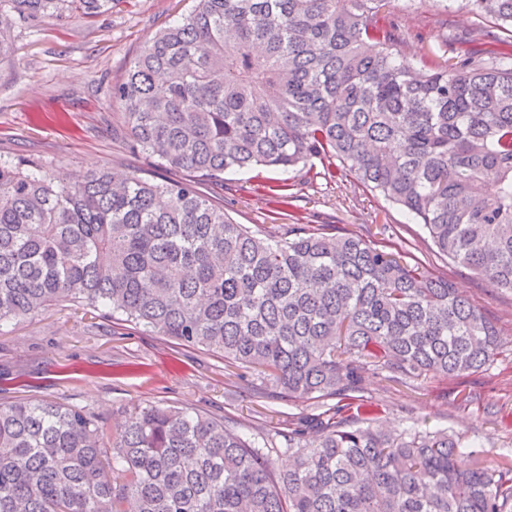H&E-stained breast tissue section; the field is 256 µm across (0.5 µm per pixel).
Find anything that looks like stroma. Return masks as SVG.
Returning a JSON list of instances; mask_svg holds the SVG:
<instances>
[{
  "label": "stroma",
  "mask_w": 512,
  "mask_h": 512,
  "mask_svg": "<svg viewBox=\"0 0 512 512\" xmlns=\"http://www.w3.org/2000/svg\"><path fill=\"white\" fill-rule=\"evenodd\" d=\"M191 6L192 0H112L91 18L77 10L36 23L12 18L5 34L13 53L0 60V158L61 183L101 168L156 182L179 179V172L147 164L128 148L112 86ZM382 10L399 20L398 55L410 63L454 57L460 37L482 48L503 35L499 26L460 10L458 0H383ZM275 177L272 170L228 172L223 184L205 182L200 190L240 224L275 225L284 234L294 214L315 231L352 234L400 252L427 275L448 278L501 334L497 360L456 379L366 373L364 395L385 425L445 428L470 448H512V427L500 421L512 413V293L434 253L419 225L348 171L331 179L316 167L290 172L284 210L264 188ZM461 390L470 394L468 404L459 402ZM19 398L82 406L109 423L140 403L176 404L223 418L249 439L318 407L311 398L284 396L257 375L239 378L204 351L63 306L0 327V399Z\"/></svg>",
  "instance_id": "obj_1"
}]
</instances>
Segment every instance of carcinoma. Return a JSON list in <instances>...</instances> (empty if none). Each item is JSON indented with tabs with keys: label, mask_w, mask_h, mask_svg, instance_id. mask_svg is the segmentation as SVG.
I'll return each mask as SVG.
<instances>
[{
	"label": "carcinoma",
	"mask_w": 512,
	"mask_h": 512,
	"mask_svg": "<svg viewBox=\"0 0 512 512\" xmlns=\"http://www.w3.org/2000/svg\"><path fill=\"white\" fill-rule=\"evenodd\" d=\"M110 2L0 0V58L8 16ZM380 2L194 0L112 85L130 148L180 180L59 185L0 160V326L68 303L336 400L288 424L279 474L266 434L204 411L139 404L110 425L0 402V512H512V448L481 458L446 430L389 431L363 396L369 371L458 378L493 362L480 308L359 237L237 224L198 187L316 160L333 178L339 163L436 253L512 292V36L405 64ZM465 3L512 27V0Z\"/></svg>",
	"instance_id": "1"
}]
</instances>
